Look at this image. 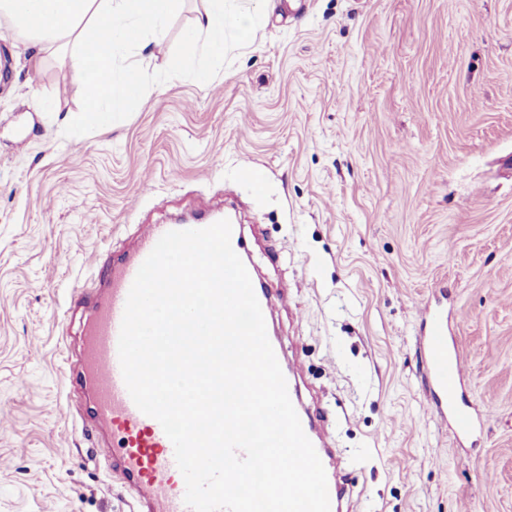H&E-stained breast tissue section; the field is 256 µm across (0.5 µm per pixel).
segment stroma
<instances>
[{"label": "stroma", "mask_w": 512, "mask_h": 512, "mask_svg": "<svg viewBox=\"0 0 512 512\" xmlns=\"http://www.w3.org/2000/svg\"><path fill=\"white\" fill-rule=\"evenodd\" d=\"M303 2L240 0L259 23L211 84L163 83L107 127L0 18V512H131L64 386L71 295L138 225L231 206L350 512H512V0ZM200 8L141 65L172 69ZM437 304L482 413L461 442L425 384Z\"/></svg>", "instance_id": "35a3bbf8"}]
</instances>
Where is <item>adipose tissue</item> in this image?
Returning a JSON list of instances; mask_svg holds the SVG:
<instances>
[{
    "label": "adipose tissue",
    "mask_w": 512,
    "mask_h": 512,
    "mask_svg": "<svg viewBox=\"0 0 512 512\" xmlns=\"http://www.w3.org/2000/svg\"><path fill=\"white\" fill-rule=\"evenodd\" d=\"M205 2L177 66L165 72L144 68L134 57L163 35L180 0H0V15L29 39L62 47L64 64L82 84L99 81L86 101L98 123L107 125L131 100L164 82L190 74L210 83L214 65L224 61L228 38L241 41L252 31L255 14L238 11L234 0ZM101 29L105 38L90 41V33Z\"/></svg>",
    "instance_id": "obj_1"
}]
</instances>
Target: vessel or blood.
Here are the masks:
<instances>
[{"label":"vessel or blood","instance_id":"1","mask_svg":"<svg viewBox=\"0 0 512 512\" xmlns=\"http://www.w3.org/2000/svg\"><path fill=\"white\" fill-rule=\"evenodd\" d=\"M170 227L142 224L136 244L117 261L103 265L94 291L73 295L72 306L87 309L79 362L65 376L66 386L90 393L91 402L80 413L84 428L112 436V480L130 492L137 512H192L184 502L185 481L174 457V447L161 424L143 414L125 385L118 340L128 293L138 269ZM420 343L424 353L432 411L449 423L459 439L471 437L477 413L464 400L467 365L454 344L448 315L431 307L421 312ZM298 364L285 367L288 394L302 428L312 442L327 475L330 512H343V490L347 480L332 436L317 414L306 404L299 385Z\"/></svg>","mask_w":512,"mask_h":512}]
</instances>
